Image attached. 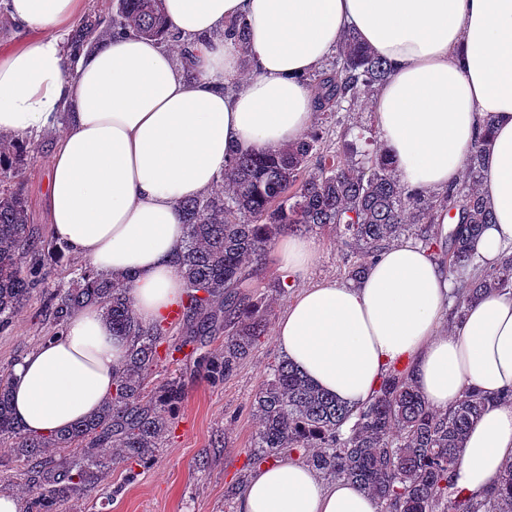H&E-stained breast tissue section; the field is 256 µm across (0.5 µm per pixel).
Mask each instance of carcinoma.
Here are the masks:
<instances>
[{"label": "carcinoma", "instance_id": "carcinoma-1", "mask_svg": "<svg viewBox=\"0 0 512 512\" xmlns=\"http://www.w3.org/2000/svg\"><path fill=\"white\" fill-rule=\"evenodd\" d=\"M126 31L178 41L166 30L162 0H115L112 15L90 13L72 31V55ZM224 37L243 47L250 31L235 21ZM390 74L387 61L347 32L332 67L316 83L321 110L358 103ZM490 129L488 121L471 146L462 180L441 194L405 187L383 150L362 154L352 142L333 148L317 130L277 151L233 154L210 191L178 205L186 225L180 263L185 290L178 300L186 329L178 336L169 335L163 321L144 326L137 320L128 275L102 278L86 269L69 288L45 289L47 261L60 258L63 247L34 231L22 189L14 184L23 150L17 139L0 135V183H8L0 189V331L40 289L53 325L43 340L62 333L70 315L88 304L101 307L112 332L130 338L112 398L65 432L26 434L13 417L7 375L0 374V438L10 440L7 454L20 463L30 492L22 512H60L62 503L93 492L114 466L124 467L130 481L135 468L155 460L168 415L185 397L175 377L146 392L158 347L165 346L164 357L175 363L183 349L196 351L206 336L222 334L224 350L200 356L198 365L213 386L238 370L272 315L266 298L248 295L249 268L262 261L281 230L334 225L341 244L361 254L350 267L352 279L406 233L446 252L450 272L476 265L471 244L494 223L481 192ZM444 213L456 225L445 241L434 228ZM510 284L512 254L459 284L454 317ZM489 404L468 388L454 404L437 409L395 369L373 402L354 410L281 359L269 367L252 403L259 421L253 448L268 457L305 452L318 473L347 479L372 495L379 512H512V465L480 500L465 496L453 481L465 438Z\"/></svg>", "mask_w": 512, "mask_h": 512}]
</instances>
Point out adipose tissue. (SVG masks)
I'll return each instance as SVG.
<instances>
[{"label":"adipose tissue","mask_w":512,"mask_h":512,"mask_svg":"<svg viewBox=\"0 0 512 512\" xmlns=\"http://www.w3.org/2000/svg\"><path fill=\"white\" fill-rule=\"evenodd\" d=\"M6 2L28 38L0 52V133L21 139L66 123L47 166L50 231L94 272L132 275L144 325L183 293L179 202L210 190L232 152L277 150L309 131L318 113L309 77L348 30L391 65L373 114L409 188L459 181L493 117L481 190L495 222L474 251L483 270L512 254V0H164L169 32L191 51L184 66L133 32L71 60L64 36L84 0ZM236 19L250 29L244 54L222 36ZM273 250L303 282L276 343L322 392L359 408L399 367L437 408L469 388L494 398L455 469L459 489L487 495L512 464V290L486 293L446 331L459 278L419 241L395 242L361 278L341 282L308 281L315 238L286 234ZM127 349L98 306L75 312L12 371L21 427L48 435L89 417L111 398ZM238 502V512H378L350 482H325L288 457L258 468Z\"/></svg>","instance_id":"ef3b65f1"}]
</instances>
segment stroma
I'll return each mask as SVG.
<instances>
[{
    "label": "stroma",
    "mask_w": 512,
    "mask_h": 512,
    "mask_svg": "<svg viewBox=\"0 0 512 512\" xmlns=\"http://www.w3.org/2000/svg\"><path fill=\"white\" fill-rule=\"evenodd\" d=\"M373 126L367 100L355 111L336 114L324 124L328 139L343 132L349 140L361 141L366 150L376 146L375 141L363 138L365 130ZM59 136L54 130L28 140V156L20 176L34 222L46 239L51 236L46 217V170ZM311 235L320 240L322 249L310 269V279H346L351 257L335 228L316 227ZM282 282L288 285L284 294L278 291ZM251 287L256 295L271 301L278 316L296 292L297 283L287 272L277 270L268 255L254 266ZM48 328L43 298L33 295L11 326L0 332V371L10 370L39 347ZM280 356L273 332H266L246 362L220 386L211 385L198 372L194 353L184 352L174 364L158 361L150 386L180 377L185 399L170 421L155 460L139 468L131 482L125 481L122 468H115L94 492L66 502L61 512H237L239 490L249 481L258 461L251 453L257 430L251 405L268 366Z\"/></svg>",
    "instance_id": "35a3bbf8"
}]
</instances>
